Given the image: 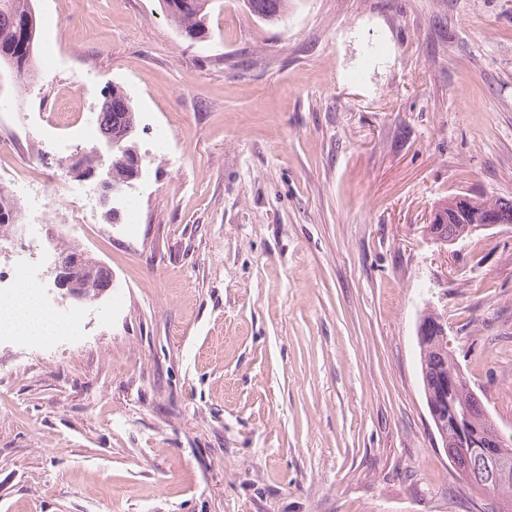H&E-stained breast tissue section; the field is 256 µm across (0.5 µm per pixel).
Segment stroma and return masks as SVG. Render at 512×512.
<instances>
[{"label": "stroma", "mask_w": 512, "mask_h": 512, "mask_svg": "<svg viewBox=\"0 0 512 512\" xmlns=\"http://www.w3.org/2000/svg\"><path fill=\"white\" fill-rule=\"evenodd\" d=\"M0 66V163L67 174L120 85L149 162L125 210L50 231L112 272L75 345L0 340V512H485L423 395L437 312L512 436V224L448 248L435 206L512 198V0H34ZM168 130L165 148L158 127ZM20 14L21 17L28 16L30 19V31H27L28 39V52L27 43L22 41L17 43L23 37V30L19 29L17 25L11 22V16ZM27 17L23 19L18 18L20 25H24ZM37 30L38 19L35 13L32 0H0V65L10 68L13 72L18 65V60L11 54V49L14 47L15 57L19 58L21 64L27 59L25 64V73L21 82H26L32 76L36 68V51H37ZM167 16L178 31L186 37H206V23L211 12L212 0H162ZM185 2V3H182ZM250 13L266 22L275 23L284 17L287 0H247Z\"/></svg>", "instance_id": "35a3bbf8"}]
</instances>
